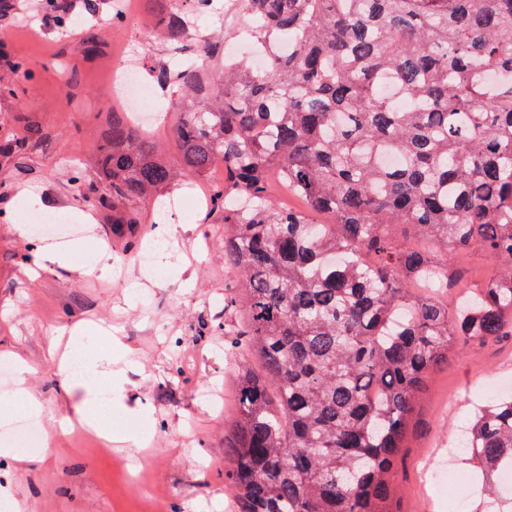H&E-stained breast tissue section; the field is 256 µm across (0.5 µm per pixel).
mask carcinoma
Returning <instances> with one entry per match:
<instances>
[{
    "mask_svg": "<svg viewBox=\"0 0 512 512\" xmlns=\"http://www.w3.org/2000/svg\"><path fill=\"white\" fill-rule=\"evenodd\" d=\"M41 9L69 21L60 0ZM240 17L261 71L180 63L193 13L160 4L179 157L114 112L96 153L106 193L84 202L132 241L127 206L224 168L210 206L239 278L235 512H400L432 376L512 337V0H240ZM274 179L334 223L276 199ZM472 250L493 273L451 305ZM459 436L477 476L512 472V396L488 397Z\"/></svg>",
    "mask_w": 512,
    "mask_h": 512,
    "instance_id": "carcinoma-1",
    "label": "carcinoma"
}]
</instances>
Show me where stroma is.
I'll return each mask as SVG.
<instances>
[{"mask_svg":"<svg viewBox=\"0 0 512 512\" xmlns=\"http://www.w3.org/2000/svg\"><path fill=\"white\" fill-rule=\"evenodd\" d=\"M71 24L60 30L38 0H9L0 9V141L23 142L0 157V363L22 357L28 384L56 418L74 416L84 394L58 388L59 355L49 341L81 323L98 325L91 341L111 352L112 338L131 349L141 416L113 408L109 444L93 428L58 433L41 460L0 457V491L21 512H234L224 482V421L234 410V367L224 339L239 323L226 299L236 285L224 266V213L206 206L137 203L143 235L158 223L153 264L141 262L140 243H114L112 213L89 211L73 186L103 191L96 150L112 121V70L130 56L141 72L167 57L155 36L154 0H128L123 22L112 0H69ZM197 30L216 47L250 56L243 25L224 18L214 0ZM29 214H64L91 227L70 265H46L29 275L15 222ZM111 264L112 276L85 275ZM512 384V341L466 352L430 382L424 421L398 470L402 512H477L484 492L471 467L449 456L448 443L477 405L502 383ZM147 448L129 456L126 437L144 432Z\"/></svg>","mask_w":512,"mask_h":512,"instance_id":"35a3bbf8","label":"stroma"}]
</instances>
